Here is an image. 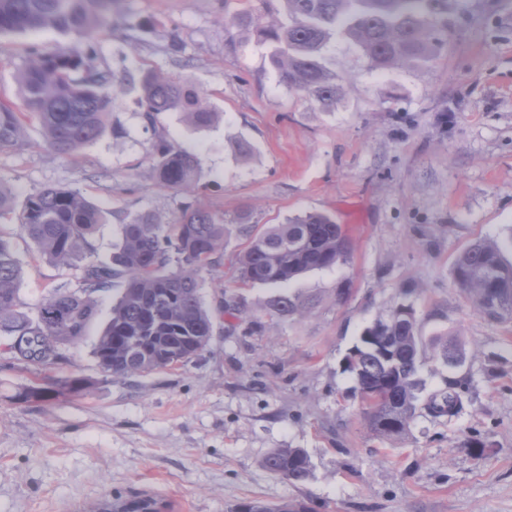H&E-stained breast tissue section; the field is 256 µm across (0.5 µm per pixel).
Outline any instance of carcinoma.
<instances>
[{
	"instance_id": "1",
	"label": "carcinoma",
	"mask_w": 512,
	"mask_h": 512,
	"mask_svg": "<svg viewBox=\"0 0 512 512\" xmlns=\"http://www.w3.org/2000/svg\"><path fill=\"white\" fill-rule=\"evenodd\" d=\"M121 0H0V34L55 28L86 38ZM430 0H224V32L257 38L266 46L269 65L290 93L315 101L327 112L336 109L344 87L325 65L336 38L355 45L368 69L425 68L436 57L439 41L429 18ZM22 106L0 101V147L22 137L34 119L52 151L75 155L102 137L118 98L116 77L98 70L93 53L84 56L32 53L20 68ZM143 119L155 125L162 112H180L195 128L216 118L208 97L179 80L150 71L141 78ZM151 167L160 187L176 193L195 185V154L160 135ZM105 212L79 191L46 186L22 206L18 234L28 238L36 255L78 271V287L52 289L33 310L19 297L22 267L9 239L0 232V336L5 353L25 367L47 369L64 360L62 348L80 344L97 314V295L120 281V296L94 355L101 370L131 378L178 366L200 354L214 334L213 316L201 289L218 265L216 255L228 239L245 243L238 254V288L224 290L222 312L246 317L241 290L254 285L281 288L267 300V310L282 318H300L311 300L282 291L302 275L348 262L353 241L342 225L321 212H307L285 224L259 231L242 212L226 222L183 202L172 224H159L149 212L121 224L108 262L90 260L93 236ZM453 280L474 311L495 324L512 323V260L503 242L479 238L453 263ZM432 357L448 367L465 360L462 343L452 334L433 340ZM426 354L416 311L401 300L388 317L366 327L344 362L354 381L351 398L358 403L366 428L381 439L406 434L417 414L455 416L463 405L464 381L450 379L428 395L419 377ZM88 382L64 377L35 382L16 395L19 404L46 402L81 391ZM264 465L294 486L313 475L300 448H276ZM238 512H306L301 503L251 502Z\"/></svg>"
}]
</instances>
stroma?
I'll use <instances>...</instances> for the list:
<instances>
[{
    "mask_svg": "<svg viewBox=\"0 0 512 512\" xmlns=\"http://www.w3.org/2000/svg\"><path fill=\"white\" fill-rule=\"evenodd\" d=\"M446 3L443 46L428 68L372 72L350 42L335 41L327 58L345 96L332 112L287 92L255 40L228 45L224 0H122L88 39L53 28L0 35V100L20 102L18 70L34 50L93 51L99 69L125 81L111 132L75 156L49 150L33 121L21 144L0 147V183L15 204L0 229L12 235L27 306L74 279L15 233L19 206L50 185L108 210L96 261L109 260L124 216L146 211L168 224L182 200L227 220L247 211L259 225L320 211L354 242L347 264L291 283L318 300L304 317L270 316L272 290L258 285L244 292L249 318L236 320L217 310L241 248L230 239L202 289L216 311L213 339L173 369L128 379L101 371L93 347L116 287L98 295L84 340L50 371L89 388L18 404L37 376L0 354V512H93L106 499L118 507L143 497L161 512H233L250 501H299L308 512H512V326L470 310L452 279L469 243L512 235V0ZM148 70L205 92L219 120L196 129L164 112L148 127L139 107ZM160 133L198 158L187 193L155 179ZM241 136L253 145L244 158L231 149ZM342 282L351 294L340 303ZM406 288L421 335L450 331L465 348L458 369L425 362L427 390L455 375L466 391L456 416H418L386 440L349 401L342 364ZM275 448L303 449L311 480L295 486L268 471Z\"/></svg>",
    "mask_w": 512,
    "mask_h": 512,
    "instance_id": "stroma-1",
    "label": "stroma"
}]
</instances>
